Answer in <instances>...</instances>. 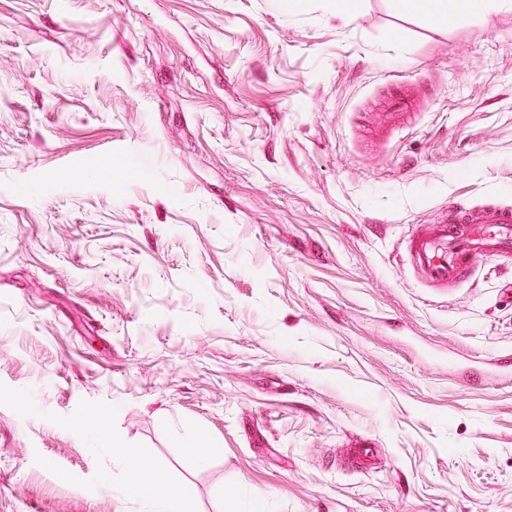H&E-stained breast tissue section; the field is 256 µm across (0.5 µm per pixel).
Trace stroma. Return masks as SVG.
<instances>
[{
	"label": "stroma",
	"instance_id": "35a3bbf8",
	"mask_svg": "<svg viewBox=\"0 0 512 512\" xmlns=\"http://www.w3.org/2000/svg\"><path fill=\"white\" fill-rule=\"evenodd\" d=\"M461 2L0 0V512H140L98 418L186 512H512V260L402 250L512 206V0ZM404 249L422 281L453 288L470 272L475 258H512V208L449 203L428 231L407 238Z\"/></svg>",
	"mask_w": 512,
	"mask_h": 512
}]
</instances>
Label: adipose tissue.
I'll return each mask as SVG.
<instances>
[{
    "label": "adipose tissue",
    "instance_id": "1",
    "mask_svg": "<svg viewBox=\"0 0 512 512\" xmlns=\"http://www.w3.org/2000/svg\"><path fill=\"white\" fill-rule=\"evenodd\" d=\"M100 444L111 447L113 461L125 473L130 493L144 502L145 512H181L184 501L190 496L188 488H174L167 494H158V487L166 480L158 466L146 462L137 448L120 439L104 438Z\"/></svg>",
    "mask_w": 512,
    "mask_h": 512
}]
</instances>
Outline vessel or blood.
Masks as SVG:
<instances>
[{"mask_svg": "<svg viewBox=\"0 0 512 512\" xmlns=\"http://www.w3.org/2000/svg\"><path fill=\"white\" fill-rule=\"evenodd\" d=\"M404 249L422 281L438 288L455 287L475 258H512V208L449 204L428 231L410 235Z\"/></svg>", "mask_w": 512, "mask_h": 512, "instance_id": "1", "label": "vessel or blood"}]
</instances>
